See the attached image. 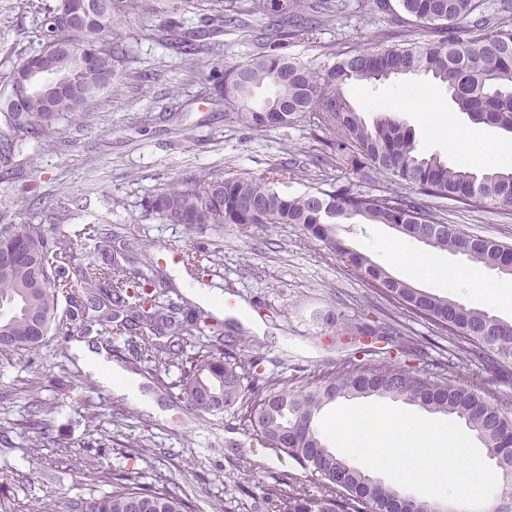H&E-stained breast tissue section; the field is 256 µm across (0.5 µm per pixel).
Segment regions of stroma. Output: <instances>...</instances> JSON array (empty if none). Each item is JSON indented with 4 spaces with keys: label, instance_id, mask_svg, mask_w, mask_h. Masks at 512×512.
Segmentation results:
<instances>
[{
    "label": "stroma",
    "instance_id": "35a3bbf8",
    "mask_svg": "<svg viewBox=\"0 0 512 512\" xmlns=\"http://www.w3.org/2000/svg\"><path fill=\"white\" fill-rule=\"evenodd\" d=\"M41 0H0V73L8 71L34 50L33 30ZM149 17L131 18L117 32L128 52L119 88L99 92L79 124H58L44 138L45 148L22 174L0 183V203L9 202L0 222L29 219L38 198L68 207L53 234L67 235L76 255H84L78 232L99 218L122 225L121 236L102 242L96 255L106 258L125 243L147 240L150 252L167 275L181 273L195 281L196 272L168 262L171 251L196 249L206 259L205 280L220 289L224 308L218 317L225 335L234 337L241 358H258L263 376L282 374L301 386L313 376L352 364L372 368L385 362L379 344H351L356 327L389 325L414 342L429 358L447 360L458 337L443 335L426 319L410 314L351 275L339 258L298 226L273 224L248 228L228 224L198 231L185 224H161L145 218V201L185 173L221 169L260 174L292 159L306 174L288 185L300 194L332 178H343L341 167L320 170L309 164L313 137L306 121L288 129L254 132L225 117L207 79L212 66L226 69L243 61L249 51L239 32H225L224 57L218 64L192 66L145 38ZM394 12L375 14L359 0H342L332 20L322 22L313 37L292 40L288 55L315 67L336 63L340 53L357 46L385 49L392 32L404 30ZM427 94L440 108V117L477 140L512 146V136L472 123L459 112L445 87L420 75L376 85L354 84L348 95L366 120L393 111L409 126L419 148L447 155L446 146L429 131L423 112L408 108L409 99ZM448 221L461 231L512 245V212L463 209L445 202ZM341 237L352 249L388 267L411 286L452 299L474 309L483 301L466 291L448 292L438 282L405 276L391 264L392 246L420 250L418 242L398 237L384 224H345ZM442 263L493 280L511 294L493 313L512 321V275H504L450 251H439ZM182 281H173L170 301L183 297ZM247 312H240V305ZM96 349L109 346L107 337L72 330L55 336L40 352L0 358V495L25 508L54 497L58 504L89 496L95 490L85 471L136 469L144 478L162 472L171 489L194 496L195 512H267L266 483L281 480L283 489L320 491V478L287 455L261 447L248 428L231 414L201 415L183 402L177 388L178 366L162 369L161 380L142 376L141 389L156 407L137 406L117 392L103 388L77 363L75 343ZM39 376L35 394L21 387ZM50 409L51 429L40 435L22 429L32 397ZM98 415L112 442L89 447L85 418Z\"/></svg>",
    "mask_w": 512,
    "mask_h": 512
}]
</instances>
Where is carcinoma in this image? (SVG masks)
Returning a JSON list of instances; mask_svg holds the SVG:
<instances>
[{"label": "carcinoma", "instance_id": "obj_1", "mask_svg": "<svg viewBox=\"0 0 512 512\" xmlns=\"http://www.w3.org/2000/svg\"><path fill=\"white\" fill-rule=\"evenodd\" d=\"M402 22L421 32L381 51L355 48L328 68H314L278 52L293 39L313 34L302 18L325 20L335 13V0H217L206 17L207 29L188 31L183 20L168 12L169 0H53L39 7L35 31L41 78L30 82L16 65L0 75V164L14 159L45 136L52 123L80 118L88 95L99 79L114 77L119 88L126 63L110 40L112 29L131 15H160L149 38L199 63L220 55L224 29L245 30L249 18L267 19L263 42H251L244 62L208 80L236 122L256 132L288 128L305 119L318 143L311 154L314 167L334 161L345 169L347 182H329L314 192L290 195L281 186L298 175L299 166L284 160L261 175L247 172H204L178 177L145 203V216L162 224L266 226L296 224L322 242L348 270L409 312L433 322L437 329L462 337L459 352L502 373L512 366V323L453 299L433 295L394 278L386 268L350 248L338 237L339 224H385L400 237L431 248L449 250L472 262L502 271L512 245L461 233L434 206L446 199L465 208L512 209V169L476 171L465 162L448 163L426 154L415 135L391 112L368 123L352 106L345 88L352 82L376 83L400 75L424 74L443 85L459 111L475 123L512 134V0H398ZM269 86L262 99L257 90ZM381 182L377 193L353 189V181ZM38 220L0 227V357L10 358L40 348L57 335L59 301H68L65 318L84 332L107 336L113 351L134 350L137 363L161 385V368L181 366L179 393L194 411L210 416L232 413L252 428L261 446L284 453L322 480V491L296 488L282 493L265 487L271 512H394L402 492L366 484L367 473L329 448L315 426L321 409L346 397L400 399L436 413L463 420L489 455L512 449V402L508 396L470 385L455 373V354L448 362L418 369L400 350L399 361L373 368L345 366L323 374L307 386H288V377L262 378L257 360L227 350L187 351L184 336L209 331L211 345L224 344L217 317L187 304L164 299L153 262L127 272L118 261L76 262L71 241L48 234ZM85 240L112 237V224L100 219L83 226ZM85 296H77L73 288ZM25 425L45 428L49 409L30 404ZM93 483L111 490L69 503L67 512H193L187 494L170 489L163 474L145 483L135 472L90 475Z\"/></svg>", "mask_w": 512, "mask_h": 512}]
</instances>
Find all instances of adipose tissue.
<instances>
[{
  "instance_id": "adipose-tissue-1",
  "label": "adipose tissue",
  "mask_w": 512,
  "mask_h": 512,
  "mask_svg": "<svg viewBox=\"0 0 512 512\" xmlns=\"http://www.w3.org/2000/svg\"><path fill=\"white\" fill-rule=\"evenodd\" d=\"M432 130L446 140L449 151L468 153L483 165H497L504 157V150L500 145L470 139L451 123H435ZM393 261L397 267L408 270L413 276L435 280L450 289L472 288L487 305H498L502 299L498 284L471 281L467 273L460 269L442 265L434 254L397 251L393 254ZM75 354L79 364L92 373L97 382L106 389L127 395L138 404H151V397L142 392L139 381L112 362L104 351L80 344L76 346Z\"/></svg>"
}]
</instances>
